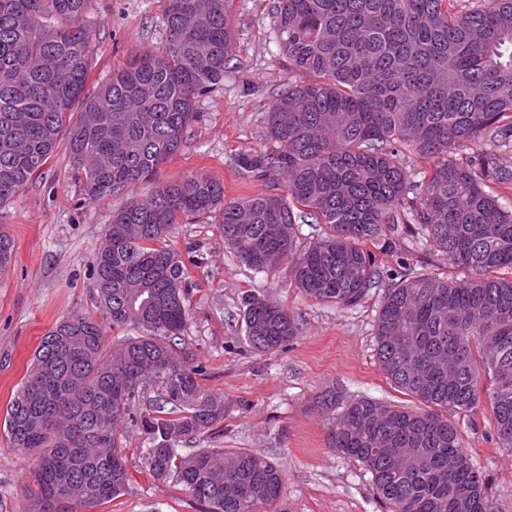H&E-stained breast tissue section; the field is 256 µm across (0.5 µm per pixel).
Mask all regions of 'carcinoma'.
<instances>
[{"label":"carcinoma","instance_id":"carcinoma-1","mask_svg":"<svg viewBox=\"0 0 512 512\" xmlns=\"http://www.w3.org/2000/svg\"><path fill=\"white\" fill-rule=\"evenodd\" d=\"M90 0H0V206L56 152L61 134L86 196L148 180L187 143L198 98L224 82L235 34L230 0H165L166 37L93 93L85 91ZM288 83L268 111L276 149L241 154L271 168L285 192L224 198V184H158L112 213L93 267L101 321L66 316L41 338L9 399L0 440L37 455L32 512H78L130 483L123 425L144 435L142 461L175 478L210 512H271L281 468L248 451L184 447L224 420V396L201 382L176 339L189 321L188 264L162 245L184 216L220 213L224 245L258 272L291 265L295 288L353 306L380 286L367 248L399 222L422 247L465 271L402 277L375 321L378 363L424 407L315 397L335 415L329 443L363 463L390 512H494L446 411L485 404L512 451V0H274ZM475 146L469 156H452ZM429 160L416 181L399 155ZM322 236L297 249V224ZM13 240L0 233V272ZM247 342L276 352L300 333L294 314L261 295L244 302ZM137 335L110 350L101 322ZM490 377V384L482 379ZM153 407H141L146 388Z\"/></svg>","mask_w":512,"mask_h":512}]
</instances>
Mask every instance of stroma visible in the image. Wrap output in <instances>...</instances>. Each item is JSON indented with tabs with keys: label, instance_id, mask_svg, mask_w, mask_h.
<instances>
[{
	"label": "stroma",
	"instance_id": "35a3bbf8",
	"mask_svg": "<svg viewBox=\"0 0 512 512\" xmlns=\"http://www.w3.org/2000/svg\"><path fill=\"white\" fill-rule=\"evenodd\" d=\"M164 10V0H92L86 14L92 29L87 91H95L127 57L163 44ZM229 14L236 49L224 81L201 97L186 147L159 167L155 180L212 178L223 183L228 199L279 193L284 179L277 170L256 177L235 163L239 154L268 147L267 112L288 80L272 0H231ZM151 190L145 184L88 200L61 146L40 174L0 206V231L14 242L12 264L0 273V417L42 336L65 316H98L90 274L94 249L113 211ZM165 243L193 258L190 320L178 346L190 364L205 367V386L227 403L223 421L197 447L241 449L279 465L285 491L273 512H386L371 473L330 447L333 419L312 405L316 393L336 385L352 398L416 408V400L399 392L376 360L374 327L383 289L346 308L312 301L294 287L288 265L257 272L225 247L215 213L181 219ZM374 252L387 281L422 272L448 279L463 275L440 253L418 248L403 224ZM253 294L295 314L301 333L287 347L258 353L248 345L243 300ZM450 418L496 512H512V453L499 448L489 410L454 412ZM142 439L138 429L124 433L132 481L124 495L94 512H208V504L175 479L159 480L143 470ZM34 467V455L0 444V512H29Z\"/></svg>",
	"mask_w": 512,
	"mask_h": 512
}]
</instances>
